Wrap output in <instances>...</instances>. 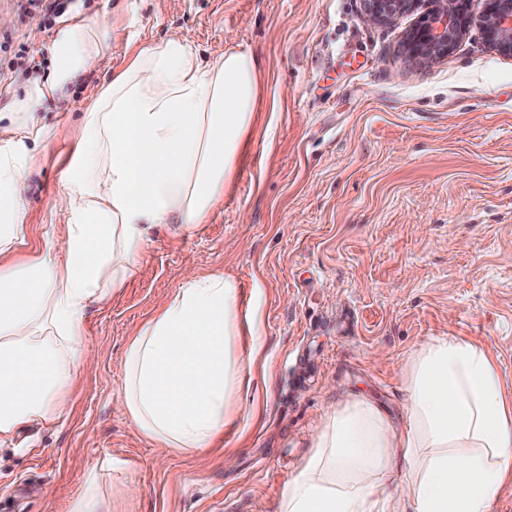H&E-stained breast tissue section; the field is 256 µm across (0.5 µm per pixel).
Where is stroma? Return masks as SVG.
<instances>
[{
  "mask_svg": "<svg viewBox=\"0 0 512 512\" xmlns=\"http://www.w3.org/2000/svg\"><path fill=\"white\" fill-rule=\"evenodd\" d=\"M428 10L381 26L362 21L360 0H69L49 23L0 0V35L14 37L0 53L1 111L49 75L71 14L110 44L64 100L37 109L56 135L34 148L17 258L63 234L68 129L133 51L183 33L205 60L251 51L263 84L223 200L204 223L151 232L135 278L86 311L95 367L62 415L0 440V512H69L92 470L101 512H276L324 414L351 393L401 419L409 361L434 338L482 346L512 396V56L474 25L436 67L412 65L403 34ZM19 50L37 75L11 65ZM190 268L239 283L254 322L234 349L258 355L239 388L257 412L221 446L166 452L117 402L129 340Z\"/></svg>",
  "mask_w": 512,
  "mask_h": 512,
  "instance_id": "obj_1",
  "label": "stroma"
}]
</instances>
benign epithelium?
Listing matches in <instances>:
<instances>
[{
  "label": "benign epithelium",
  "mask_w": 512,
  "mask_h": 512,
  "mask_svg": "<svg viewBox=\"0 0 512 512\" xmlns=\"http://www.w3.org/2000/svg\"><path fill=\"white\" fill-rule=\"evenodd\" d=\"M420 0H362L364 22L391 24L413 12ZM471 0H430L431 8L419 27L404 33V47L416 64L433 67L439 64L478 23L487 45L502 55L512 56V0H484L482 11L475 16Z\"/></svg>",
  "instance_id": "obj_1"
}]
</instances>
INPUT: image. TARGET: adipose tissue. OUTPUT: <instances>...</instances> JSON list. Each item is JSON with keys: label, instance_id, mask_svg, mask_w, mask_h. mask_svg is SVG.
<instances>
[{"label": "adipose tissue", "instance_id": "1", "mask_svg": "<svg viewBox=\"0 0 512 512\" xmlns=\"http://www.w3.org/2000/svg\"><path fill=\"white\" fill-rule=\"evenodd\" d=\"M108 49L101 27L72 17L52 41V74L11 105L0 140V438L57 417L92 366L81 336L88 305L136 276L152 230L204 223L257 110L252 52L205 61L179 34L139 50L69 131L71 174L56 197L69 217L63 239L11 260L34 163L24 141L54 136L34 107ZM240 307L232 276L189 271L130 341L119 403L160 448L213 447L246 413L236 380L250 365L233 351ZM406 390L399 424L369 399L343 396L313 431L277 512H489L512 481V401L493 359L453 336L431 340L412 357Z\"/></svg>", "mask_w": 512, "mask_h": 512}]
</instances>
